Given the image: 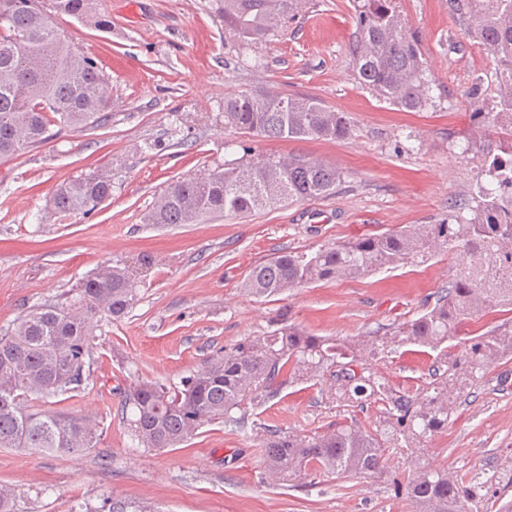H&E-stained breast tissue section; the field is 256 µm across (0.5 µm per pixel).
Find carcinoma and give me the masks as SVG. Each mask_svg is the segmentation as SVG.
Wrapping results in <instances>:
<instances>
[{
  "label": "carcinoma",
  "instance_id": "carcinoma-1",
  "mask_svg": "<svg viewBox=\"0 0 512 512\" xmlns=\"http://www.w3.org/2000/svg\"><path fill=\"white\" fill-rule=\"evenodd\" d=\"M297 0H224V32L243 42L265 39L295 18ZM91 0H53L55 11L82 17ZM470 21L483 50L501 65L494 105L485 110L471 93L478 121L472 142L484 144L491 182L477 185L470 217L448 224L407 225L365 234L312 254L288 251L254 266L242 288L270 297L308 283L341 276L364 277L381 269L417 263L438 244L455 251L448 292L432 307L397 325V343L432 349L457 336L460 324L497 306H512V0H450ZM353 67L359 83L390 104L421 111L429 101L418 42L396 0H357ZM68 40L42 0H0V158L49 139V127L84 131L110 115L108 80L97 60ZM224 127L260 139L338 140L351 131L344 112L312 97L265 91L224 99ZM336 168L305 157L252 154L202 176L168 184L148 213L150 224H196L207 216L247 215L286 200L302 201L335 192ZM112 197V173L95 169L56 188L51 205L65 217L88 215ZM137 266L103 262L64 299L35 305L13 328L0 332V448H32L45 454H79L96 446L97 431L86 418L39 408L48 398L80 389L91 375L93 328L105 317L132 307ZM512 356V320L492 327L465 350L464 364L483 368L492 358ZM335 366L345 400L383 406L373 431L353 425L298 438L280 436L265 445L272 477L295 481L308 473L372 476L382 473L391 439L410 444L448 422L445 397L461 386L454 367L435 379L440 391L423 397L398 395L358 370L355 345L314 336L278 315L273 329L224 350L165 387L148 380L124 392L128 426L138 445L155 451L176 448L204 425L233 420L269 393L288 370ZM414 512H468L474 494L446 472L414 470L396 482Z\"/></svg>",
  "mask_w": 512,
  "mask_h": 512
}]
</instances>
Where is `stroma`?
I'll list each match as a JSON object with an SVG mask.
<instances>
[{
  "instance_id": "obj_1",
  "label": "stroma",
  "mask_w": 512,
  "mask_h": 512,
  "mask_svg": "<svg viewBox=\"0 0 512 512\" xmlns=\"http://www.w3.org/2000/svg\"><path fill=\"white\" fill-rule=\"evenodd\" d=\"M224 0H95L96 15H56L57 25L96 57L112 92L110 122L64 131L48 143L0 159V330L31 305L57 300L103 261L151 268L138 301L95 329L94 365L72 397L49 410L86 416L100 441L81 455L0 448V486L24 512H411L395 482L414 466L447 471L474 487L472 512L486 500H512V357L467 374L448 397V423L407 448L391 443L375 476L311 475L294 483L266 471L271 434L304 437L334 424L375 429L374 404L339 396L335 369L285 376L244 420L201 428L179 447L151 451L132 440L122 393L138 380L168 387L263 335L280 311L315 336L362 346L366 373L412 396L432 387L436 366L462 363L464 345L507 319L504 309L466 322L459 345H402L370 352L372 337L434 304L454 273V254L366 277H341L259 299L241 282L278 252L313 253L374 230L443 224L466 212L485 156L468 150L474 113L467 95L495 96L498 70L448 0H398L430 80L429 105L408 112L362 86L352 65L354 0H304L292 23L266 41L224 33ZM256 88L320 100L347 113L342 140L265 141L224 127V99ZM304 156L335 166L334 194L284 202L248 216L196 224L144 221L171 181L223 166L245 149ZM111 165L110 200L91 215L62 217L50 197L81 172Z\"/></svg>"
}]
</instances>
